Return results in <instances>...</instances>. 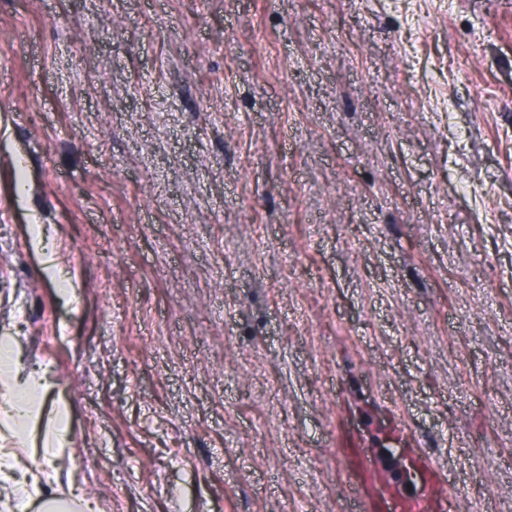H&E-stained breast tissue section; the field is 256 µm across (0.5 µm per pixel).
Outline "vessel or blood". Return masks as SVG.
Wrapping results in <instances>:
<instances>
[{
	"instance_id": "1",
	"label": "vessel or blood",
	"mask_w": 512,
	"mask_h": 512,
	"mask_svg": "<svg viewBox=\"0 0 512 512\" xmlns=\"http://www.w3.org/2000/svg\"><path fill=\"white\" fill-rule=\"evenodd\" d=\"M393 431L406 439L426 477L420 495H409L391 484L359 438L344 425L336 427V454L346 475L355 512H450L452 491L446 471L421 448L402 419H395Z\"/></svg>"
}]
</instances>
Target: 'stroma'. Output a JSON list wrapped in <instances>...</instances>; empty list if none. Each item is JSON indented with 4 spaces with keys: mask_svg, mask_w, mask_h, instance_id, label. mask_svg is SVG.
<instances>
[{
    "mask_svg": "<svg viewBox=\"0 0 512 512\" xmlns=\"http://www.w3.org/2000/svg\"><path fill=\"white\" fill-rule=\"evenodd\" d=\"M28 512H345L389 404L512 512V0H0ZM68 433L67 415L55 419L53 428L43 440L41 448L42 458L48 461V464L62 457V450L65 446Z\"/></svg>",
    "mask_w": 512,
    "mask_h": 512,
    "instance_id": "35a3bbf8",
    "label": "stroma"
}]
</instances>
